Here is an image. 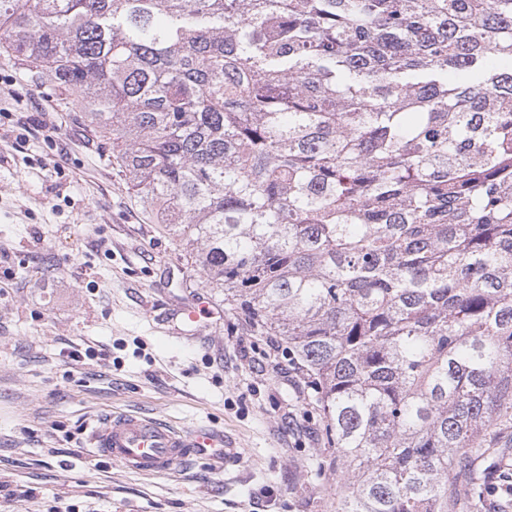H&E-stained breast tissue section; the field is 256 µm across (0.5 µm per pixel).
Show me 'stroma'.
Segmentation results:
<instances>
[{"mask_svg": "<svg viewBox=\"0 0 512 512\" xmlns=\"http://www.w3.org/2000/svg\"><path fill=\"white\" fill-rule=\"evenodd\" d=\"M198 296V338L162 331ZM269 343L148 218L78 102L1 59L0 512H337L336 452L309 390L264 369ZM115 412L210 427L236 456L128 472L88 446Z\"/></svg>", "mask_w": 512, "mask_h": 512, "instance_id": "1", "label": "stroma"}]
</instances>
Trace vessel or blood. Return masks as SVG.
<instances>
[{
  "label": "vessel or blood",
  "instance_id": "obj_1",
  "mask_svg": "<svg viewBox=\"0 0 512 512\" xmlns=\"http://www.w3.org/2000/svg\"><path fill=\"white\" fill-rule=\"evenodd\" d=\"M207 307V301L201 298L180 303L168 321L182 327L195 326ZM89 443L94 452L122 468L149 475L172 473L206 449L219 462L234 454L232 448L220 446L209 428L178 429L153 417L129 413L98 419L90 431Z\"/></svg>",
  "mask_w": 512,
  "mask_h": 512
}]
</instances>
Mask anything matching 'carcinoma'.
I'll list each match as a JSON object with an SVG mask.
<instances>
[{
  "label": "carcinoma",
  "instance_id": "cac0c4a2",
  "mask_svg": "<svg viewBox=\"0 0 512 512\" xmlns=\"http://www.w3.org/2000/svg\"><path fill=\"white\" fill-rule=\"evenodd\" d=\"M313 381L339 512L512 457V0H0V57Z\"/></svg>",
  "mask_w": 512,
  "mask_h": 512
}]
</instances>
